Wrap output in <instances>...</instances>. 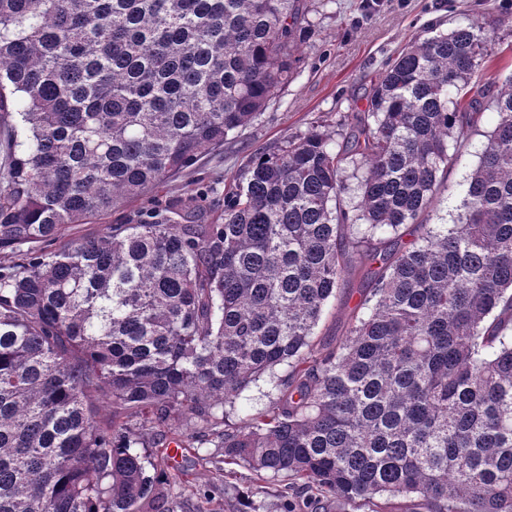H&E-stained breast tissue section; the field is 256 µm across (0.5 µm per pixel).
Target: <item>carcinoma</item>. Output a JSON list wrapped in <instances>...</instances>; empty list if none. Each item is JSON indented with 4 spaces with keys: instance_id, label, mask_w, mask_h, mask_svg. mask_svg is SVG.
<instances>
[{
    "instance_id": "cac0c4a2",
    "label": "carcinoma",
    "mask_w": 512,
    "mask_h": 512,
    "mask_svg": "<svg viewBox=\"0 0 512 512\" xmlns=\"http://www.w3.org/2000/svg\"><path fill=\"white\" fill-rule=\"evenodd\" d=\"M305 15L0 0V112L21 123L0 187V512H174L140 452L164 464L173 442L370 512H512V76L488 74L478 23L412 40L336 129L254 153L222 223H186L191 199L181 224L42 247L224 146L291 80ZM494 85L463 212L423 223ZM342 294L348 330L321 344ZM260 381L268 401L243 402Z\"/></svg>"
}]
</instances>
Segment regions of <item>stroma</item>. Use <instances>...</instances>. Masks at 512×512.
<instances>
[{
  "label": "stroma",
  "instance_id": "obj_1",
  "mask_svg": "<svg viewBox=\"0 0 512 512\" xmlns=\"http://www.w3.org/2000/svg\"><path fill=\"white\" fill-rule=\"evenodd\" d=\"M312 33L298 44L301 58L292 80L251 123L216 151L203 153L180 176L159 189L125 203L95 224L67 228L65 239L94 237L111 224H133L153 210L171 215L189 198L202 196L208 221L224 212V194L246 160L259 149L312 129H329L336 115L362 104L372 80L398 51L415 37L445 32L477 22L495 31L498 41L488 49V65L500 76L512 74V0H304ZM490 128L481 122L458 138L461 158L449 168L436 202L424 216L428 224H450L462 210L464 183L478 162ZM174 512H247L250 502H274L284 492L283 479L256 480L238 470L232 485L224 483L219 449L182 452L170 462Z\"/></svg>",
  "mask_w": 512,
  "mask_h": 512
}]
</instances>
